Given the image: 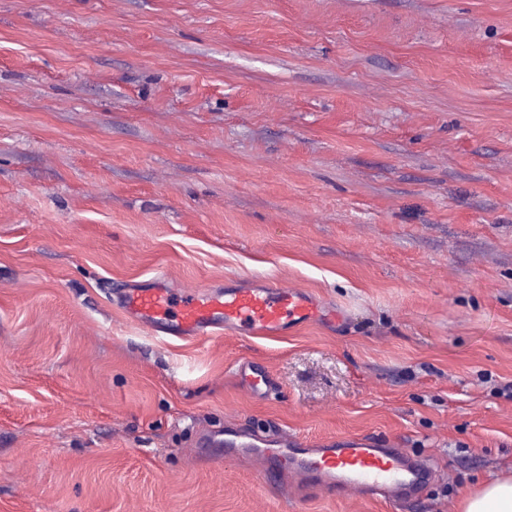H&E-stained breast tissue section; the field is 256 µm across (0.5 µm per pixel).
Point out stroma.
Here are the masks:
<instances>
[{"label": "stroma", "mask_w": 512, "mask_h": 512, "mask_svg": "<svg viewBox=\"0 0 512 512\" xmlns=\"http://www.w3.org/2000/svg\"><path fill=\"white\" fill-rule=\"evenodd\" d=\"M160 273L345 321L152 336L113 294ZM511 383L512 0H0V512H458L512 472ZM277 429L433 476L198 454ZM224 453H246L255 463L258 478L273 486L288 466L299 479L312 480L344 499L359 496L394 501L410 499L423 483L427 462L405 448H382L369 436L329 440L305 448L295 435L280 432L271 439L237 442L224 439Z\"/></svg>", "instance_id": "stroma-1"}]
</instances>
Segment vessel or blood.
Segmentation results:
<instances>
[{
	"instance_id": "obj_1",
	"label": "vessel or blood",
	"mask_w": 512,
	"mask_h": 512,
	"mask_svg": "<svg viewBox=\"0 0 512 512\" xmlns=\"http://www.w3.org/2000/svg\"><path fill=\"white\" fill-rule=\"evenodd\" d=\"M115 302L123 314L153 336L196 337L227 331L233 334H277L291 324L323 319L320 303L308 292L270 284L188 294L179 298L164 277L151 287L120 291ZM227 454L246 453L258 478L275 485L282 469L317 482L343 498L359 496L410 499L428 472L426 461L404 448H384L369 436L343 437L308 448L299 438L281 432L270 439L243 443L226 440Z\"/></svg>"
}]
</instances>
